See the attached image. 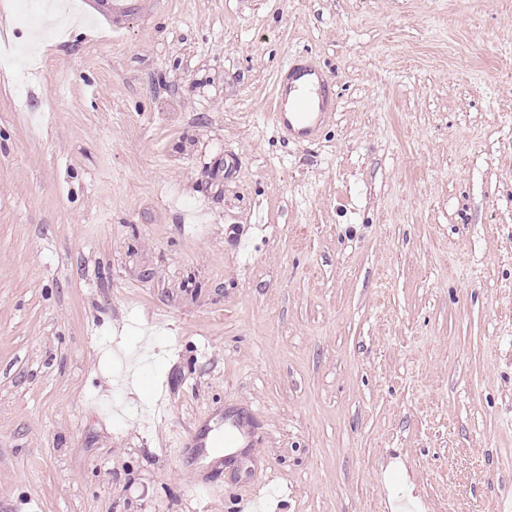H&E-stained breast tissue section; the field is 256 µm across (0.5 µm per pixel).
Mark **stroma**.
<instances>
[{
	"mask_svg": "<svg viewBox=\"0 0 512 512\" xmlns=\"http://www.w3.org/2000/svg\"><path fill=\"white\" fill-rule=\"evenodd\" d=\"M123 4L0 0V512H512V0ZM313 68L297 67L279 79L274 100V120L280 127L297 138L307 139L313 136L315 129L324 123L331 112H323L325 83L318 76V112H315V101L311 93H304L290 98L292 87L303 82L305 77L315 74ZM296 125L297 127H295Z\"/></svg>",
	"mask_w": 512,
	"mask_h": 512,
	"instance_id": "obj_1",
	"label": "stroma"
}]
</instances>
